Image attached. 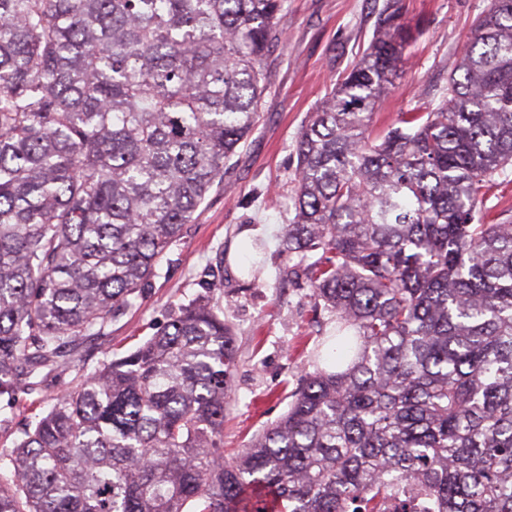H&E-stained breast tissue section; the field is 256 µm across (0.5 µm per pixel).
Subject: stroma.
<instances>
[{
	"instance_id": "stroma-1",
	"label": "stroma",
	"mask_w": 512,
	"mask_h": 512,
	"mask_svg": "<svg viewBox=\"0 0 512 512\" xmlns=\"http://www.w3.org/2000/svg\"><path fill=\"white\" fill-rule=\"evenodd\" d=\"M410 38L402 75L380 102L377 128L399 113L435 108L448 84V67L468 42L470 25L490 0H397ZM386 0H286L279 18L282 40L268 56L269 88L247 147L224 173L183 239L167 255L161 277L140 305L83 344L94 368L152 336L179 305L223 280L224 318L236 333L233 395L224 412V456L234 457L251 437L288 409L289 394L305 373L322 366L326 337L336 318L315 311L301 264L281 251L292 219V189L302 126L330 85L348 72L367 47ZM259 252L251 269L247 257ZM77 370L56 371L13 407L0 408V448L11 447L24 423L46 411L76 385Z\"/></svg>"
}]
</instances>
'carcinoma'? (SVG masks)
<instances>
[{"label":"carcinoma","instance_id":"obj_1","mask_svg":"<svg viewBox=\"0 0 512 512\" xmlns=\"http://www.w3.org/2000/svg\"><path fill=\"white\" fill-rule=\"evenodd\" d=\"M285 0H0V399L144 298L243 149ZM395 3L296 141L282 251L336 316L327 366L224 461V308L180 305L0 450V512H512V0L437 109L373 131ZM319 255L312 260L313 255Z\"/></svg>","mask_w":512,"mask_h":512}]
</instances>
